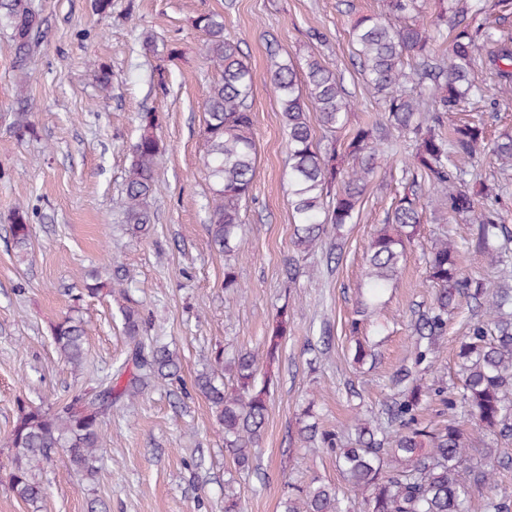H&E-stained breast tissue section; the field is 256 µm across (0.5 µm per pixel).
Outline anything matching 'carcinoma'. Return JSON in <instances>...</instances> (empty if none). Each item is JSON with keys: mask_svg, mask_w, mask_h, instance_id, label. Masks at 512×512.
Instances as JSON below:
<instances>
[{"mask_svg": "<svg viewBox=\"0 0 512 512\" xmlns=\"http://www.w3.org/2000/svg\"><path fill=\"white\" fill-rule=\"evenodd\" d=\"M424 0H386L389 20L361 15L351 25V42L360 74L387 112L389 126L359 127L336 147L321 148L314 140L309 112L314 111L324 134L336 138L345 129L354 102L341 77L316 54L300 68L270 53L269 81L280 106L289 145L290 205L293 215L294 255L285 265L293 280L301 261L328 232L354 223L363 196L384 154L391 132L415 141V153L404 162L412 179L421 178L440 191L436 202L448 213L475 225L467 251L496 262L512 251V226L492 192L476 188L465 178L456 158L480 163L493 156L512 168V133L487 141L480 122L459 120L442 132L444 118L460 110L471 95L484 98L512 94V32L498 24H478L481 0H447L437 22H420ZM0 24L10 30L14 68L22 84L33 80L28 68L46 38L43 21L31 0H0ZM451 37L448 59L431 45L441 37V25ZM195 26L205 36V55L219 72L203 100L205 126L203 159L211 182L207 231L224 256L240 249V212L253 189L258 149L254 133L252 96L256 74L244 59L239 43L224 35V16L204 13ZM145 54L177 56L175 46L145 35ZM494 82L476 81L482 56ZM33 106L20 98L10 130L22 140L35 135ZM161 115L138 114V135L131 146L121 207L124 230L139 238L150 233L151 203L156 191V167L164 152L157 134ZM417 192L404 194L386 223L376 230L365 251L361 300L349 331L362 335L367 315L397 280L404 251L422 224ZM18 256L27 254L31 215L18 206L10 218ZM428 281L433 299L415 311L413 364H432L433 354L448 330V309L462 297L473 312L467 336L459 350L458 382L423 385L412 370L399 369L392 393L381 408L384 422L356 416L349 444L318 425L313 403L298 417V439L311 453L331 451L347 483L349 495L362 498L364 512H512V499L496 492L502 466L495 445L512 441V287L487 283L464 272L457 243L442 233L428 254ZM118 313L124 335L132 344L129 356L95 385L74 390L53 408L21 401L7 447L14 469L10 490L16 499L36 505L43 496L32 470L60 448L74 471L92 478L103 451L102 423L112 407L140 395L152 380H180L176 351L144 335L142 311L123 300ZM290 317L279 310L257 348L224 357V375L213 370L194 380L195 389L209 402L215 422L224 434V448L240 469H251L269 409L274 366L290 335ZM61 357L81 367L86 330L78 315H67L52 329ZM430 397L448 410V424L432 428L423 420L424 399ZM479 427L475 438L467 423ZM283 512H348L335 486L320 480L284 486Z\"/></svg>", "mask_w": 512, "mask_h": 512, "instance_id": "carcinoma-1", "label": "carcinoma"}]
</instances>
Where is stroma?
Listing matches in <instances>:
<instances>
[{
  "mask_svg": "<svg viewBox=\"0 0 512 512\" xmlns=\"http://www.w3.org/2000/svg\"><path fill=\"white\" fill-rule=\"evenodd\" d=\"M384 0H112L102 17L92 0H35L47 31L30 63L35 77L27 94L36 102L34 138L17 141L9 131L17 107L19 74L11 40L0 29V512H224V483L233 480L242 512H281L284 482L312 478L347 485L331 453H309L297 438L296 414L315 400L326 429L349 426L355 405L379 410L389 379L409 363L411 320L429 303L427 258L433 239L450 231L457 243L473 227L434 207L427 184L417 186L424 203L419 236L408 246L402 274L370 317L383 325L370 333L378 354L353 361L348 324L362 283L363 254L377 225L411 187L401 160L411 154L397 142V157H380L354 224L344 231L337 261H329L332 238L306 260L307 273L288 282L284 265L293 254V216L288 186V136L267 80L268 50L295 64L320 55L342 78L355 109L350 127L385 123L387 114L368 92L353 60L349 29L360 14H379ZM219 12L257 82L252 97L258 163L249 200L241 211L242 247L234 260L245 294L225 289V257L206 230L210 184L203 165L204 92L216 78L193 19ZM173 43L179 60L144 56L142 33ZM111 75L99 85V66ZM168 72L166 87L154 85L156 67ZM162 115L164 153L157 167L151 232L129 237L119 224L120 200L138 115ZM461 115L481 121L488 137L512 131V98L495 106L465 102ZM19 205L32 215L31 246L18 257L10 215ZM121 270H114V263ZM121 276L129 300L148 319V333L175 349L182 383L156 381L144 396L113 408L104 422L105 452L93 479L73 472L62 454L34 470L43 489L38 507L12 494L11 450L6 441L19 401L54 407L77 388L93 385L128 355L117 303L107 294L87 295L85 280ZM290 314L291 334L275 367L277 381L260 451L251 471H237L224 450L206 399L190 385L213 367L216 352L258 346L280 307ZM82 317L86 362L72 369L52 342L62 317ZM467 306L448 316V334L433 373L424 382H453L457 352L466 334ZM328 345H321L322 334Z\"/></svg>",
  "mask_w": 512,
  "mask_h": 512,
  "instance_id": "1",
  "label": "stroma"
}]
</instances>
